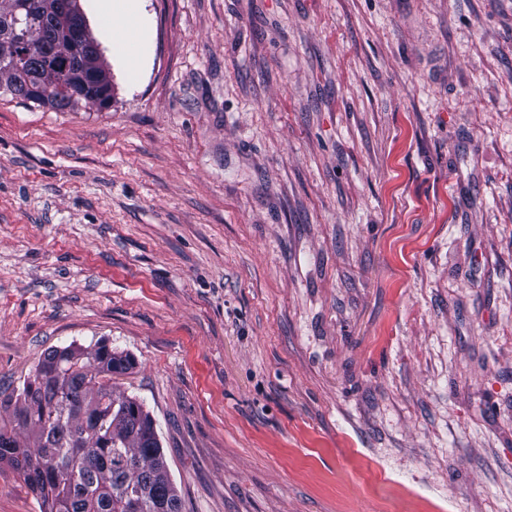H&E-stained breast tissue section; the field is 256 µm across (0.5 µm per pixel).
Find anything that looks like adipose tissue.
I'll return each mask as SVG.
<instances>
[{"label": "adipose tissue", "mask_w": 512, "mask_h": 512, "mask_svg": "<svg viewBox=\"0 0 512 512\" xmlns=\"http://www.w3.org/2000/svg\"><path fill=\"white\" fill-rule=\"evenodd\" d=\"M96 2L105 21L121 18L122 30L106 29L105 36L112 53L124 58L131 72H138L140 57L135 46L145 43L147 38V21L142 9V0H96Z\"/></svg>", "instance_id": "obj_1"}]
</instances>
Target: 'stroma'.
<instances>
[{
    "label": "stroma",
    "instance_id": "1",
    "mask_svg": "<svg viewBox=\"0 0 512 512\" xmlns=\"http://www.w3.org/2000/svg\"><path fill=\"white\" fill-rule=\"evenodd\" d=\"M144 9L108 107L0 95V392L132 354L182 512H512V0Z\"/></svg>",
    "mask_w": 512,
    "mask_h": 512
}]
</instances>
